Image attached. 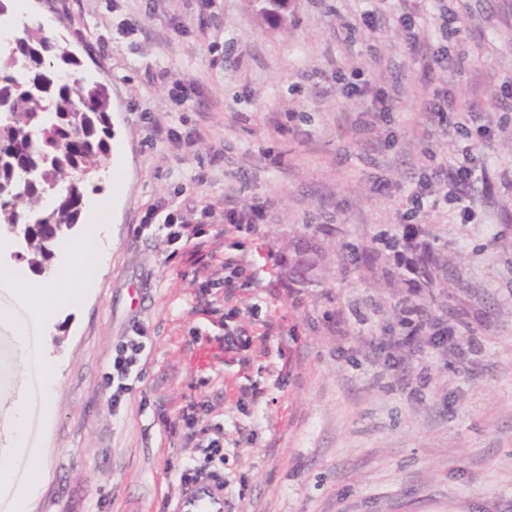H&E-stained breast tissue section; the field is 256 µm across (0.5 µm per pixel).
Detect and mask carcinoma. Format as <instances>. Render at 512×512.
<instances>
[{
    "label": "carcinoma",
    "instance_id": "cac0c4a2",
    "mask_svg": "<svg viewBox=\"0 0 512 512\" xmlns=\"http://www.w3.org/2000/svg\"><path fill=\"white\" fill-rule=\"evenodd\" d=\"M256 17L264 24L288 31L292 14L272 11L266 0H252ZM80 66L68 49L54 46L42 25L25 24L17 37L0 50V100L9 103L13 122L0 125V183L10 193L0 195V224H16L27 213L40 215L39 230L29 232V262L38 267L52 256L48 240L78 223L83 192L81 179L94 174L108 155L112 136L110 102L104 85L71 79L69 71ZM55 196V206L43 208V199ZM422 225L408 237L413 251L409 272L420 288L449 295L450 280L440 271L450 259L419 240ZM291 273L299 281H318L322 255L309 241L293 247ZM349 260L371 268L376 255L369 246H352Z\"/></svg>",
    "mask_w": 512,
    "mask_h": 512
}]
</instances>
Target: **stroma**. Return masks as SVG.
Masks as SVG:
<instances>
[{
	"mask_svg": "<svg viewBox=\"0 0 512 512\" xmlns=\"http://www.w3.org/2000/svg\"><path fill=\"white\" fill-rule=\"evenodd\" d=\"M445 4L459 16L449 33L435 19ZM365 5L296 0L284 34L248 0H31L27 18L107 88L112 164L81 188L113 211L100 231L107 265L43 333L59 384L52 414L28 396L30 446L46 455L30 512H162L188 459L177 420L191 402L201 440L224 430L211 467L230 512H512V0H388L376 31L346 34L342 20ZM404 13L421 15L423 47H448L447 75L411 54ZM172 78L196 93L172 100ZM342 78L396 98L387 121L359 131L367 103L343 96ZM438 89L474 103L467 133L422 122ZM170 131L194 146L173 149ZM467 145L479 176L470 221L449 204L418 216L426 241L462 255L434 308L456 340L404 343L403 305L424 291L387 278L385 252L372 270L336 260L321 284L289 287L279 258L305 225H334L335 246H376L420 173ZM229 197L265 201L254 232L199 246L139 228L154 201L201 224L203 207L223 212ZM227 253L260 276L229 302L223 285L199 287ZM271 323L287 339L267 335ZM228 327L248 346L227 350ZM137 330L146 363L115 415L101 375ZM16 385L0 327L1 443Z\"/></svg>",
	"mask_w": 512,
	"mask_h": 512,
	"instance_id": "35a3bbf8",
	"label": "stroma"
}]
</instances>
